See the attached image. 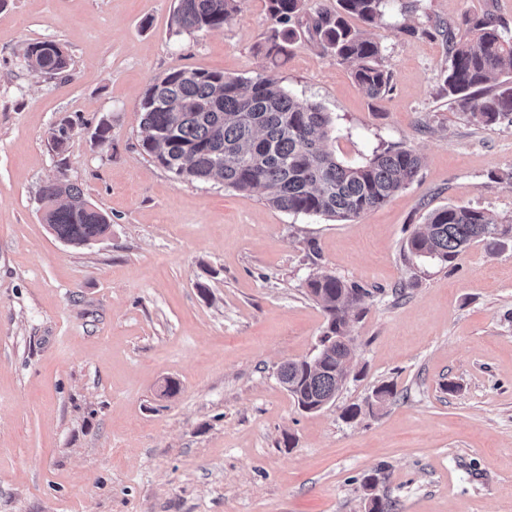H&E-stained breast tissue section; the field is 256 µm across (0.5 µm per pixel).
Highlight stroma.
Masks as SVG:
<instances>
[{"instance_id":"1","label":"stroma","mask_w":512,"mask_h":512,"mask_svg":"<svg viewBox=\"0 0 512 512\" xmlns=\"http://www.w3.org/2000/svg\"><path fill=\"white\" fill-rule=\"evenodd\" d=\"M175 5L0 0V512H367L373 495L390 512H512V241L447 265L406 249L440 207L512 224V126L451 104L433 32L467 13L512 24V0H387L366 28L392 74L377 98L306 31L267 59L265 0L192 34L176 33ZM43 40L71 78L26 67ZM176 68L271 69L330 113L340 161L407 146L422 167L355 221L178 180L143 151L139 112ZM103 117L105 148L91 139ZM67 122L61 159L50 136ZM61 172L109 214L106 237L50 233L38 197ZM320 274L367 294L349 313L353 375L308 413L278 369L320 348L326 316L306 295ZM385 383L396 399L345 418Z\"/></svg>"}]
</instances>
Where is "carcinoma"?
Returning <instances> with one entry per match:
<instances>
[{
	"instance_id": "1",
	"label": "carcinoma",
	"mask_w": 512,
	"mask_h": 512,
	"mask_svg": "<svg viewBox=\"0 0 512 512\" xmlns=\"http://www.w3.org/2000/svg\"><path fill=\"white\" fill-rule=\"evenodd\" d=\"M384 0H336V8L318 12L311 30L336 61L352 68L371 97L390 90L391 75L381 64V45L352 27L356 17L372 25ZM271 19L283 25L267 50L278 57L296 36L291 23L306 11V0H266ZM241 0H178V33L224 26L240 11ZM448 67L444 85L450 101L484 127L512 126V85L491 90L496 75L512 77V29L488 15H467L444 30ZM28 67L51 78L71 77V58L52 40L26 45ZM142 147L178 180L215 181L247 192L262 189L274 208L294 214L355 221L385 204L418 174L421 158L405 147L388 148L361 165H346L329 148V113L291 95L271 73L243 80L201 69H176L156 79L141 102ZM101 147L112 142V124L102 118L92 133ZM40 200L55 199L43 213L53 234L72 246L104 236L110 217L94 207L83 190L64 178L49 181ZM512 235L485 209L453 205L431 211L408 240L416 257L453 262L475 240L499 245ZM307 295L327 315L321 349L310 360L281 366L279 381L298 407L308 410L336 398L352 373L354 338L347 315L363 289L334 275L308 280Z\"/></svg>"
}]
</instances>
